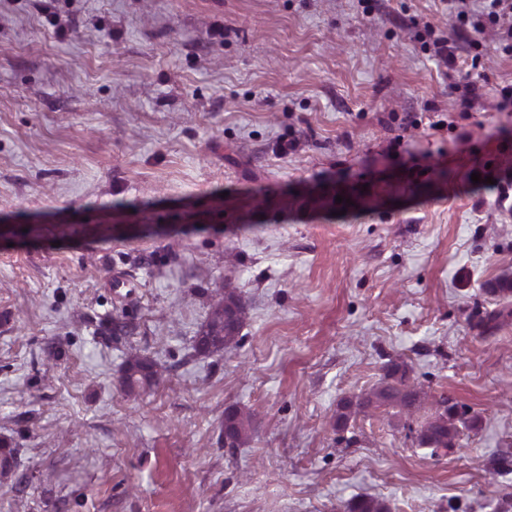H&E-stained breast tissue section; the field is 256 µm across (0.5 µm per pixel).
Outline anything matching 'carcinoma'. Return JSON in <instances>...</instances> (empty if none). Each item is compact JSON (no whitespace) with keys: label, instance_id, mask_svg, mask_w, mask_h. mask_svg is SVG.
Here are the masks:
<instances>
[{"label":"carcinoma","instance_id":"1","mask_svg":"<svg viewBox=\"0 0 512 512\" xmlns=\"http://www.w3.org/2000/svg\"><path fill=\"white\" fill-rule=\"evenodd\" d=\"M245 308L235 290L226 288L224 295L211 306V312L196 336V348L207 354H222L237 346L242 336L241 328ZM154 364L140 355L130 356L121 376V387L128 394L138 393L157 384ZM424 403L423 392L410 382L407 371L393 363L387 367L381 381L371 391L354 400L339 404L337 422L348 419L352 411H366L381 407L398 409V414L412 420ZM255 413L246 408H232L224 413V445L237 448L244 444L254 427ZM462 421L456 407L443 398L435 402L434 412L416 425H408L409 433L420 448L434 450L452 448L459 435L457 423ZM346 512H386L384 504L376 498L358 497L346 507Z\"/></svg>","mask_w":512,"mask_h":512}]
</instances>
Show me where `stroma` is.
I'll return each mask as SVG.
<instances>
[{
  "label": "stroma",
  "mask_w": 512,
  "mask_h": 512,
  "mask_svg": "<svg viewBox=\"0 0 512 512\" xmlns=\"http://www.w3.org/2000/svg\"><path fill=\"white\" fill-rule=\"evenodd\" d=\"M460 27L443 0H0V512L512 504V210L471 179L512 172V53ZM227 288L241 344L197 354ZM132 350L164 376L136 396ZM392 360L422 416L465 411L454 448L391 408L337 426ZM255 413L246 408H232L224 413V445L238 448L251 435Z\"/></svg>",
  "instance_id": "stroma-1"
}]
</instances>
